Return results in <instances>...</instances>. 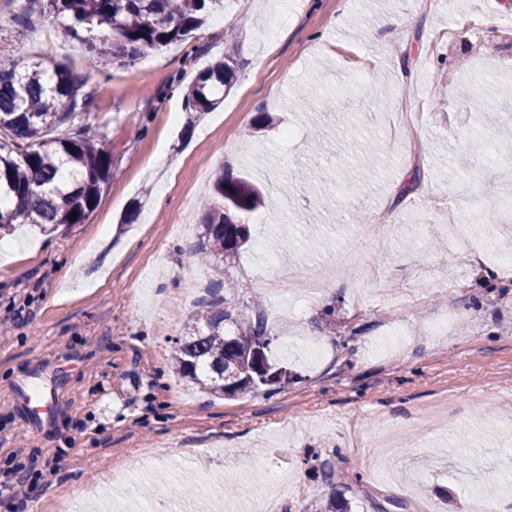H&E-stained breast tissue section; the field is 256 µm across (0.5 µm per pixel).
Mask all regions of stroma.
Here are the masks:
<instances>
[{"label": "stroma", "mask_w": 512, "mask_h": 512, "mask_svg": "<svg viewBox=\"0 0 512 512\" xmlns=\"http://www.w3.org/2000/svg\"><path fill=\"white\" fill-rule=\"evenodd\" d=\"M17 12L0 0V39L85 81L81 118L112 155L85 223L23 226L0 248V322L26 312L0 337V469L30 470L31 506L57 512L103 485L92 512H246L260 482L282 476L302 493L277 512H311L331 493L351 512H473L490 487L512 512V273L496 262L512 253V78L499 76L512 68L499 48L512 0H226L187 44L113 67L47 16L15 27ZM228 42L234 87L216 110L188 111L189 86ZM330 100L352 112L344 134ZM262 112L268 123L243 139ZM317 137L326 182L307 152ZM370 141L380 159L367 170ZM477 144L493 156L472 171ZM221 172L266 200L244 217L253 247L229 272L206 269L197 296L200 203ZM136 205L137 223L120 224ZM359 218L391 236L355 237ZM318 265L335 274L310 299ZM228 286L265 312L270 359L295 374L276 392L225 399L172 367L198 298ZM442 317L443 335H428ZM301 336L324 344L317 365ZM385 431L398 450L379 465L370 446Z\"/></svg>", "instance_id": "35a3bbf8"}]
</instances>
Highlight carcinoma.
Returning a JSON list of instances; mask_svg holds the SVG:
<instances>
[{
	"label": "carcinoma",
	"mask_w": 512,
	"mask_h": 512,
	"mask_svg": "<svg viewBox=\"0 0 512 512\" xmlns=\"http://www.w3.org/2000/svg\"><path fill=\"white\" fill-rule=\"evenodd\" d=\"M222 8L224 0H44V13L107 66L183 43ZM234 63L229 46L224 59L200 71L186 92L187 109L216 108L231 87ZM90 99L68 69L44 59L24 62L0 43V232L15 224L72 227L95 210L112 182V157L97 129L74 126ZM13 199L19 205L11 206ZM261 201L251 182L216 175L198 248L205 262H236L250 232L234 217ZM252 311L254 302L234 291L198 303L172 346L176 373L225 399L262 386L275 391L280 376L267 356L274 336L264 315Z\"/></svg>",
	"instance_id": "carcinoma-1"
}]
</instances>
